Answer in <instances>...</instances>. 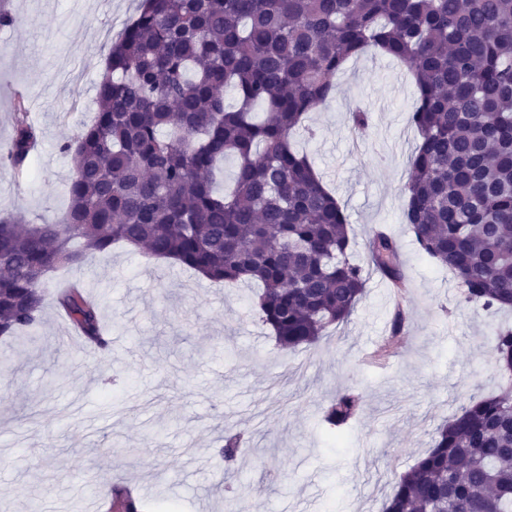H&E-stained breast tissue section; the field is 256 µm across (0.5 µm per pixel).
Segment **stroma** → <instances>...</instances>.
Returning <instances> with one entry per match:
<instances>
[{"instance_id": "1", "label": "stroma", "mask_w": 512, "mask_h": 512, "mask_svg": "<svg viewBox=\"0 0 512 512\" xmlns=\"http://www.w3.org/2000/svg\"><path fill=\"white\" fill-rule=\"evenodd\" d=\"M6 2L0 153L20 93L38 143L24 173L0 162V212L57 223L73 174L62 147L91 123L110 47L140 0ZM414 98L403 63L366 51L337 75L333 99L309 113L314 137L298 140L344 205L367 277L349 320L316 345L280 350L254 310L256 287L214 283L123 246L55 273L33 337L0 339V491L12 512H111L122 486L173 512H199L204 500L209 512H225V480L236 512H382L437 427L498 388L485 336L512 324L511 312L467 301L403 222ZM358 107L370 113L359 129ZM375 229L400 247L402 292L368 261ZM74 284L98 301L109 353L88 356L61 314L56 298ZM398 304L405 330L394 337ZM386 339L390 357L370 363ZM348 388L362 393L363 409L328 434L321 409ZM228 431L246 435L229 479L216 455Z\"/></svg>"}]
</instances>
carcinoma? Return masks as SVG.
Segmentation results:
<instances>
[{"label":"carcinoma","mask_w":512,"mask_h":512,"mask_svg":"<svg viewBox=\"0 0 512 512\" xmlns=\"http://www.w3.org/2000/svg\"><path fill=\"white\" fill-rule=\"evenodd\" d=\"M369 47L404 63L417 87L404 190L415 243L467 299L512 309V0H141L112 44L92 124L63 145L65 223L0 213V336L33 332L55 272L117 243L211 282L260 285L254 308L283 351L347 321L366 288L348 215L293 136H314L307 113ZM16 110L3 160L20 171L37 133ZM226 160L233 184L221 191ZM366 250L400 287L395 239L375 230ZM58 303L107 347L96 301L71 288ZM486 339L504 383L437 428L384 512H512V328ZM361 407V394L340 391L322 421L341 427ZM243 441L224 436V471ZM112 512L143 505L117 493Z\"/></svg>","instance_id":"obj_1"}]
</instances>
